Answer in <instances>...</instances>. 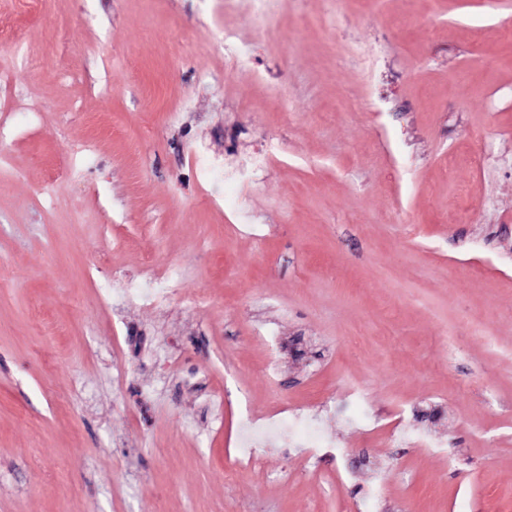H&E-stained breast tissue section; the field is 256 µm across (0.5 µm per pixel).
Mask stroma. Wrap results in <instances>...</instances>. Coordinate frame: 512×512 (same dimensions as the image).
I'll use <instances>...</instances> for the list:
<instances>
[{
  "label": "stroma",
  "mask_w": 512,
  "mask_h": 512,
  "mask_svg": "<svg viewBox=\"0 0 512 512\" xmlns=\"http://www.w3.org/2000/svg\"><path fill=\"white\" fill-rule=\"evenodd\" d=\"M27 11L0 0V512H512V0ZM272 143L237 189L193 173ZM149 261L179 296L124 294ZM282 408L335 455L240 466ZM161 288H140L131 283L125 288L126 294L145 305H155L169 296L180 294L178 277L173 267H168L160 282Z\"/></svg>",
  "instance_id": "1"
}]
</instances>
